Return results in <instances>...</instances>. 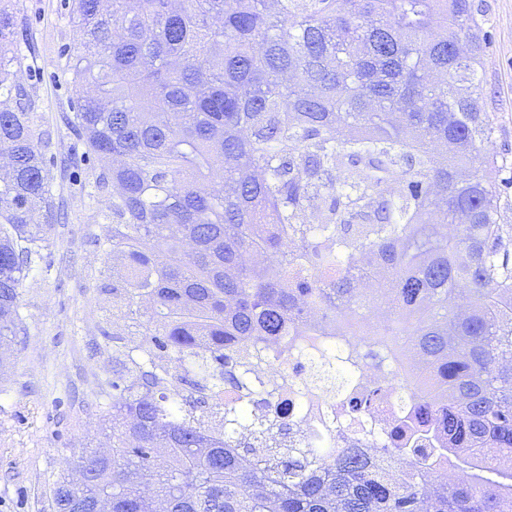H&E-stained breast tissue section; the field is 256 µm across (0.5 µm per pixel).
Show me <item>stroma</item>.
<instances>
[{
	"mask_svg": "<svg viewBox=\"0 0 512 512\" xmlns=\"http://www.w3.org/2000/svg\"><path fill=\"white\" fill-rule=\"evenodd\" d=\"M487 18L479 72L496 134L489 150L507 157L500 176L512 203V0H475ZM24 54L21 84L50 142L52 194L65 215L47 234L50 266L23 284V330L0 366V512H50L49 491L65 458L111 449L104 419L112 404L111 295L102 283L112 263L98 251L107 201L92 196L99 163L70 128L73 97L65 65L76 36L68 0H16ZM71 157L68 168L59 161Z\"/></svg>",
	"mask_w": 512,
	"mask_h": 512,
	"instance_id": "35a3bbf8",
	"label": "stroma"
}]
</instances>
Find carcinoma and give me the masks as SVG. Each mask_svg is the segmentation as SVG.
Instances as JSON below:
<instances>
[{
	"label": "carcinoma",
	"mask_w": 512,
	"mask_h": 512,
	"mask_svg": "<svg viewBox=\"0 0 512 512\" xmlns=\"http://www.w3.org/2000/svg\"><path fill=\"white\" fill-rule=\"evenodd\" d=\"M71 128L102 162L112 258V453L82 512H504L512 503V224L481 102L474 0H72ZM14 10L0 7V352L51 193ZM454 233H448V227ZM367 276L376 347L417 352L430 448H283L247 373L334 336L344 363ZM386 396L363 388L342 413ZM466 473L450 485L445 467ZM62 474L55 512H75Z\"/></svg>",
	"instance_id": "cac0c4a2"
}]
</instances>
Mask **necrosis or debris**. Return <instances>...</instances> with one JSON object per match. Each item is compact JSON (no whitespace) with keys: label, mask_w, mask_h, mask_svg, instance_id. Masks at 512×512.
Here are the masks:
<instances>
[{"label":"necrosis or debris","mask_w":512,"mask_h":512,"mask_svg":"<svg viewBox=\"0 0 512 512\" xmlns=\"http://www.w3.org/2000/svg\"><path fill=\"white\" fill-rule=\"evenodd\" d=\"M264 364L251 373L268 396L261 409L268 423L289 422L293 444L305 447L309 435L320 436L328 448H379L399 437L396 421L410 416L414 406L402 390H390L384 400L354 418L336 413L337 396L356 397L360 384L380 383L394 370V361L370 359L358 370H345L342 391L310 383L306 377L309 362L322 361L319 353L300 350L284 354L278 341L266 344Z\"/></svg>","instance_id":"1"}]
</instances>
